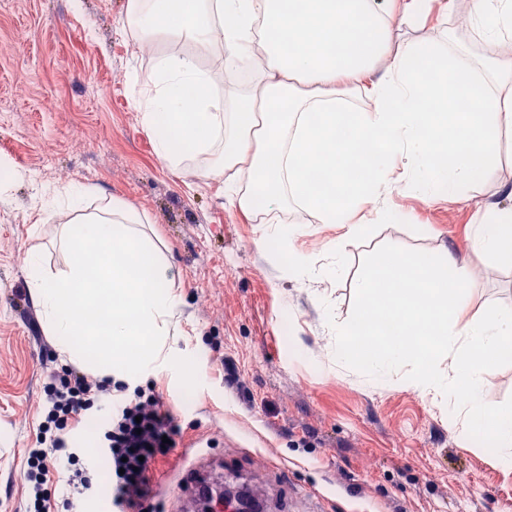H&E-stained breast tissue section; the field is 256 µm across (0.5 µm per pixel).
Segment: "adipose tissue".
Returning a JSON list of instances; mask_svg holds the SVG:
<instances>
[{
	"mask_svg": "<svg viewBox=\"0 0 512 512\" xmlns=\"http://www.w3.org/2000/svg\"><path fill=\"white\" fill-rule=\"evenodd\" d=\"M428 16L427 0H302L296 11L286 0H128L125 25L144 49L163 38L221 46L230 78L252 63L222 98L195 56L156 58L140 109L159 158L177 166L188 151L223 146L211 172L265 238L286 247L276 215L300 210L340 227L330 251L342 261L362 232L358 208L381 209L394 187L453 196L495 164L512 128V0H479L466 18L488 52L483 79L436 43L395 36ZM84 194L71 184L46 201L48 217H70L68 265L50 273L30 252L28 286L66 361L119 378L157 374L180 306L176 275L135 207L115 198L88 214ZM93 251L103 258L91 268ZM79 313L96 356L74 342Z\"/></svg>",
	"mask_w": 512,
	"mask_h": 512,
	"instance_id": "obj_1",
	"label": "adipose tissue"
}]
</instances>
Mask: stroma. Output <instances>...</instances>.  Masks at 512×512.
I'll use <instances>...</instances> for the list:
<instances>
[{
  "instance_id": "obj_1",
  "label": "stroma",
  "mask_w": 512,
  "mask_h": 512,
  "mask_svg": "<svg viewBox=\"0 0 512 512\" xmlns=\"http://www.w3.org/2000/svg\"><path fill=\"white\" fill-rule=\"evenodd\" d=\"M478 0L456 14L432 11L422 35L466 62L483 55L465 25ZM127 0H11L0 11V512H19L28 448L54 336L27 285V257L65 271L61 225L42 196L75 183L91 188L86 212L125 199L149 219L180 271L181 305L171 362L152 383L179 429L172 455L154 470V501L185 512L192 471L215 487L245 489L266 512H512V465L471 439L450 401L423 396L394 372L374 383L337 364L332 323L352 311L364 256L389 243L469 257L480 204L507 206L512 130L500 162L449 199L397 189L381 213L362 209L364 233L346 246L340 272L319 283L289 277L265 227L249 222L209 178L213 154L174 167L160 159L143 121L134 77L152 62L123 25ZM27 31L24 51L10 47ZM338 230L294 224L288 242L328 263ZM469 314L512 307V268L477 262ZM222 350L223 362L213 358Z\"/></svg>"
}]
</instances>
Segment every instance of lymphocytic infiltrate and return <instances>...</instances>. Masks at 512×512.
<instances>
[{
  "label": "lymphocytic infiltrate",
  "instance_id": "obj_1",
  "mask_svg": "<svg viewBox=\"0 0 512 512\" xmlns=\"http://www.w3.org/2000/svg\"><path fill=\"white\" fill-rule=\"evenodd\" d=\"M37 408L43 420L24 464L25 512H87L96 491L97 458L72 447L70 433L89 416L100 419L97 445L110 466L113 506L137 512L151 499L153 468L169 455L178 434L154 387L65 365L48 370ZM63 472L67 490L58 499L49 486Z\"/></svg>",
  "mask_w": 512,
  "mask_h": 512
}]
</instances>
